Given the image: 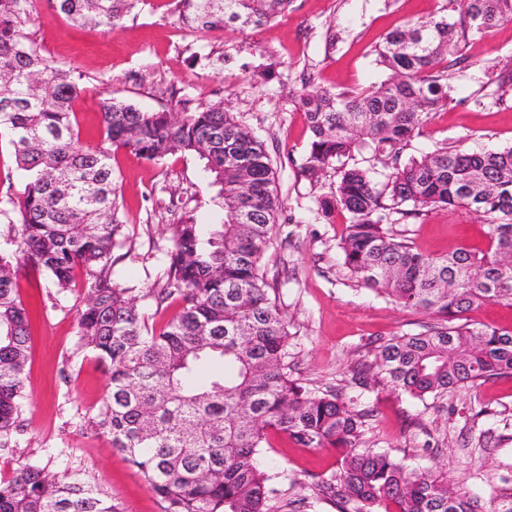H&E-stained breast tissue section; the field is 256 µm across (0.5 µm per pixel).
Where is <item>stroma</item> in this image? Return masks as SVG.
<instances>
[{"label":"stroma","mask_w":512,"mask_h":512,"mask_svg":"<svg viewBox=\"0 0 512 512\" xmlns=\"http://www.w3.org/2000/svg\"><path fill=\"white\" fill-rule=\"evenodd\" d=\"M162 2L153 0L105 32L74 27L38 0L32 27L44 54L81 77L82 93L73 106L81 140L93 146L101 141L98 103L108 97L170 111L189 96L201 107L220 101L238 113L264 141L283 201L263 263L288 317L294 376L314 388L342 389L356 408L370 411V448L414 469H443L482 505L512 490V376L448 394L429 409L390 388L352 382L353 369L372 359L377 341L416 331L426 316L351 277L339 248L347 215L328 218L320 208L321 200L335 193L338 174L328 170L313 186L298 168L310 132L294 97L317 87L343 91L382 81L374 46L387 32L438 12L448 0H294L291 10L262 30L230 24L197 33L186 32ZM463 53L466 66L453 70L450 80L453 102L432 113L405 157L441 146L512 147V90L497 93L495 83L500 72L512 70V21L472 37ZM112 169L120 223L113 278L143 297L160 326L179 310L175 302L156 309L146 297L160 285L171 246L165 227L178 221L182 208L194 209L203 222L218 209L194 156L176 154L157 164L119 148L112 152ZM22 186L13 149L2 138V250L9 221L5 200ZM391 222L396 233L427 254L488 243L486 224L463 208L395 214ZM17 284L38 316L26 368L27 429L18 447L0 453V476L27 463L79 471L123 512H161L136 469L89 425L107 381L77 333L83 287L59 290L32 269L21 270ZM262 462L280 492V512H327L312 498L310 484L313 476L335 470V453L300 448L274 434Z\"/></svg>","instance_id":"stroma-1"}]
</instances>
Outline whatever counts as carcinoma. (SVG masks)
Segmentation results:
<instances>
[{
    "label": "carcinoma",
    "mask_w": 512,
    "mask_h": 512,
    "mask_svg": "<svg viewBox=\"0 0 512 512\" xmlns=\"http://www.w3.org/2000/svg\"><path fill=\"white\" fill-rule=\"evenodd\" d=\"M74 23L110 30L146 0H47ZM186 29L229 23L260 30L293 0H169ZM37 0H0V138L24 172L9 198L17 214L0 251V451L25 431V367L30 315L16 292L27 265L67 289L76 271L87 298L78 320L85 347L104 366L106 393L91 426L143 476L161 512H278L259 458L268 435L340 451L337 469L317 475L313 496L337 512H512V493L481 507L447 475L410 469L365 447L367 417L342 393L309 388L288 365V319L262 258L282 203L265 143L221 103L183 97L173 113L100 102L103 140L79 137L72 104L80 86L42 53L32 31ZM454 15L411 19L375 46L386 79L367 88L318 87L296 107L311 133L301 159L309 183L341 163L322 214L350 215L339 248L361 285L433 322L382 341L352 381L382 384L422 405L450 392L512 375V330L468 318L488 302L512 305V147L466 151L446 146L402 160L430 115L453 102L448 71L462 67L474 35L512 20V0H455ZM159 163L177 152L197 156L215 188L219 224L185 211L166 230L171 242L164 284L148 291L156 309L179 312L158 327L112 279L115 216L112 146ZM367 150L388 170L349 164ZM463 207L487 225L488 246L443 255L398 239L387 216L401 206ZM0 512H122L81 472L51 474L25 464L0 479Z\"/></svg>",
    "instance_id": "carcinoma-1"
}]
</instances>
